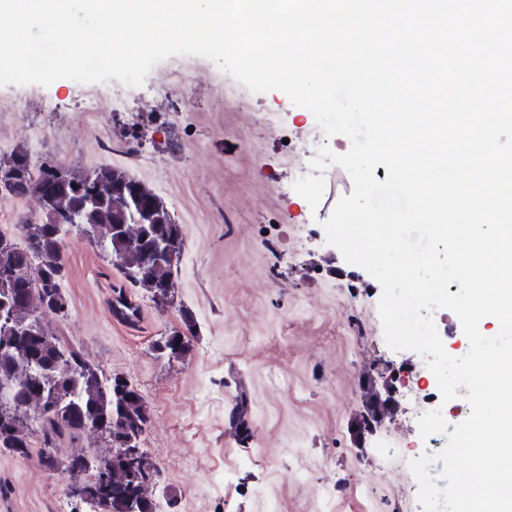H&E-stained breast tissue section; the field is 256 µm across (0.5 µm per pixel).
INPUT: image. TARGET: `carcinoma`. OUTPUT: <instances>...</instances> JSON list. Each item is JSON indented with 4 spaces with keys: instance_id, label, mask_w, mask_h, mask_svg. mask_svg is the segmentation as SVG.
I'll return each mask as SVG.
<instances>
[{
    "instance_id": "carcinoma-1",
    "label": "carcinoma",
    "mask_w": 512,
    "mask_h": 512,
    "mask_svg": "<svg viewBox=\"0 0 512 512\" xmlns=\"http://www.w3.org/2000/svg\"><path fill=\"white\" fill-rule=\"evenodd\" d=\"M2 167L16 173L8 196L36 197L43 218L20 220L11 235L0 232V303H7V318L0 321V394L8 395L11 403V410L0 414V448L28 456L36 429L42 458L52 469L72 475L85 471L90 459L112 463L106 484H83L85 492L99 499L100 512H155L153 479L147 478L153 466L147 455L141 454L142 476L122 458L125 449L143 441L149 423L145 398L125 377L105 376L81 350L46 330L42 315L66 313L67 300L62 290L64 259L48 263L45 253L71 230L59 218L73 215L76 227L110 252L130 284L164 306L173 298L174 263H158L150 252L157 243L182 237L181 227L152 190L110 167L81 174L54 163L36 168L25 151L1 161ZM96 186L103 192L89 195ZM181 335L175 330L158 342L157 357H184L190 344ZM49 393L60 398L61 413L39 419L33 412ZM84 433L101 437L111 452L74 451L64 460L57 458L60 440Z\"/></svg>"
}]
</instances>
